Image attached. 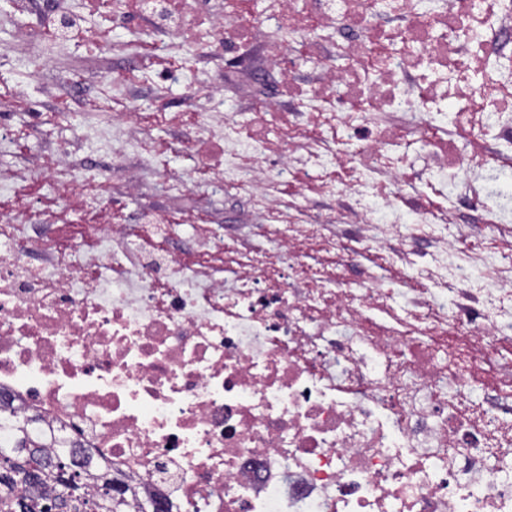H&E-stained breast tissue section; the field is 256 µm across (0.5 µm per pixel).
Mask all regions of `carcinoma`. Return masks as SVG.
Here are the masks:
<instances>
[{
  "mask_svg": "<svg viewBox=\"0 0 512 512\" xmlns=\"http://www.w3.org/2000/svg\"><path fill=\"white\" fill-rule=\"evenodd\" d=\"M38 423L0 404V512H129L124 494L104 491L116 478L110 467H78L67 441L48 436Z\"/></svg>",
  "mask_w": 512,
  "mask_h": 512,
  "instance_id": "carcinoma-1",
  "label": "carcinoma"
}]
</instances>
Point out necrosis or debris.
Here are the masks:
<instances>
[{
  "label": "necrosis or debris",
  "instance_id": "necrosis-or-debris-1",
  "mask_svg": "<svg viewBox=\"0 0 512 512\" xmlns=\"http://www.w3.org/2000/svg\"><path fill=\"white\" fill-rule=\"evenodd\" d=\"M201 2L176 23L196 52L314 64V94L288 95L318 128L263 111L242 135L221 86L180 69L197 142L224 152L210 188L247 189L249 235L201 224L183 255L159 216L1 213L0 391L168 512H512V243L482 164L512 165V0H264L257 17L224 0L204 24ZM450 123L424 176L451 219H377L368 190L401 193V145ZM345 131L369 134L342 187L356 221L304 216L302 193L347 159ZM89 138L98 153L148 146L131 111ZM465 205L485 225L476 254L448 235ZM375 249L384 264L365 265ZM393 269L424 288L405 296Z\"/></svg>",
  "mask_w": 512,
  "mask_h": 512
}]
</instances>
